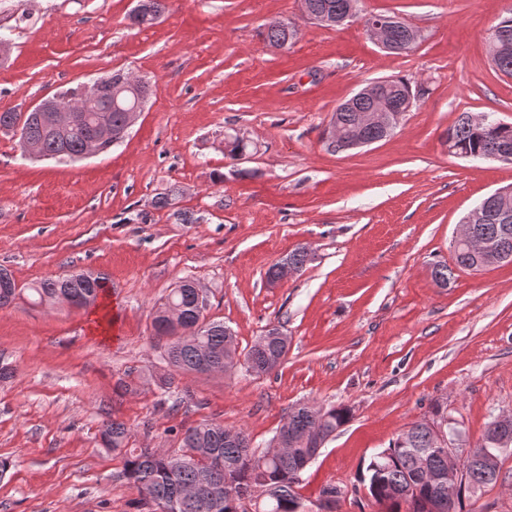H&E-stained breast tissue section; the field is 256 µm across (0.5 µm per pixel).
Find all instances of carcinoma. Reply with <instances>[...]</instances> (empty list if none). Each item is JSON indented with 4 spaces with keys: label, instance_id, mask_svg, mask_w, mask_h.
<instances>
[{
    "label": "carcinoma",
    "instance_id": "carcinoma-1",
    "mask_svg": "<svg viewBox=\"0 0 512 512\" xmlns=\"http://www.w3.org/2000/svg\"><path fill=\"white\" fill-rule=\"evenodd\" d=\"M307 17L336 14L348 6V0H303ZM495 30L501 36L489 42L488 54L493 66L512 77V15L503 18ZM265 40L283 47L295 40L296 31L289 24L273 21L265 25ZM387 94L394 100H413L410 86L402 80H389ZM78 113L77 127L57 130L47 127L34 112H0L1 129H20L18 146L36 143L45 154L79 155L98 126L106 124L114 130L125 126L127 113L114 108ZM370 108L361 97L352 105L341 104L333 112L330 125L345 134L357 126L358 113ZM448 140L473 159H484L505 145H512V124L489 120L481 131H475L462 114L448 128ZM473 228L483 237L512 254V223L487 222ZM455 266L476 271L481 258L466 245L454 246ZM105 288V277L99 273L78 272L64 277L42 280L32 291L41 303L75 301L81 307L97 302ZM152 327L158 336L172 340L164 351L169 372L156 377L157 387L164 393L174 388L176 377L190 374L231 373L239 368L260 376L275 370L288 351V337L266 332L244 354H239L231 329L224 322L211 319L198 308L196 289L187 281L171 289L157 307ZM350 419L345 406L329 408L298 404L292 407L276 436L287 439L284 450L259 455L248 453L241 441L249 439L242 429H227L213 421H202L177 432V446L157 451L129 447L132 438L128 426L109 419L99 429L100 447L123 460L122 477L139 493L138 512H245L240 491L248 492L252 512H305V503L296 492L301 473L311 457V433H319L322 441L336 434ZM512 446V422L506 426L492 420L478 444L485 460L474 479L456 486L447 512H464L463 497L496 481L499 453ZM448 474V452L436 445L426 422L413 423L393 439L388 447L370 458L361 483L381 512H428V505L442 492L434 475Z\"/></svg>",
    "mask_w": 512,
    "mask_h": 512
}]
</instances>
